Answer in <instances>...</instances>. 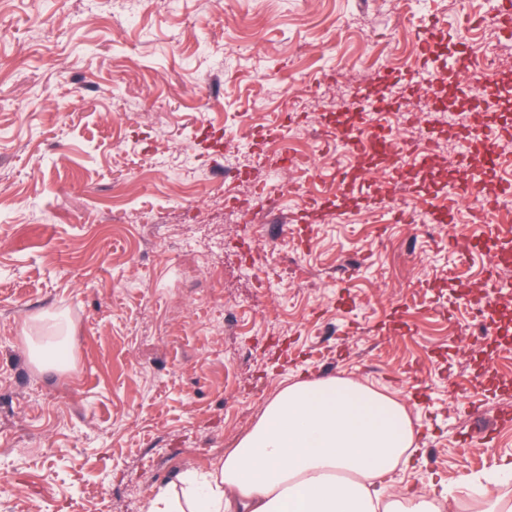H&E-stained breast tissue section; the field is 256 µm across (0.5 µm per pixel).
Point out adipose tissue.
<instances>
[{
    "label": "adipose tissue",
    "mask_w": 512,
    "mask_h": 512,
    "mask_svg": "<svg viewBox=\"0 0 512 512\" xmlns=\"http://www.w3.org/2000/svg\"><path fill=\"white\" fill-rule=\"evenodd\" d=\"M404 406L343 377L299 378L277 392L236 448L182 488L161 486L146 512H438L434 497L387 494L413 459Z\"/></svg>",
    "instance_id": "ef3b65f1"
}]
</instances>
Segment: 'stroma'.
I'll return each mask as SVG.
<instances>
[{
    "instance_id": "35a3bbf8",
    "label": "stroma",
    "mask_w": 512,
    "mask_h": 512,
    "mask_svg": "<svg viewBox=\"0 0 512 512\" xmlns=\"http://www.w3.org/2000/svg\"><path fill=\"white\" fill-rule=\"evenodd\" d=\"M351 0H0V512H145L159 485L222 459L266 403L300 376L347 377L407 409L419 454L390 478L393 495L453 490L449 512H479L462 477L512 459V362L471 332L482 295L479 252L453 224L420 236L407 210L385 211L380 166L344 178L336 210L315 224L240 215L211 203L224 182L227 117L281 95L301 67L348 62L366 42L401 35L389 5ZM484 12L434 0L438 105L469 109L451 63ZM237 50L232 71L224 54ZM383 103L408 97L401 72L366 84ZM345 90H314L307 128L354 113ZM198 223H186L187 214ZM387 214L384 223L375 222ZM62 315L71 369L40 368L25 321Z\"/></svg>"
}]
</instances>
